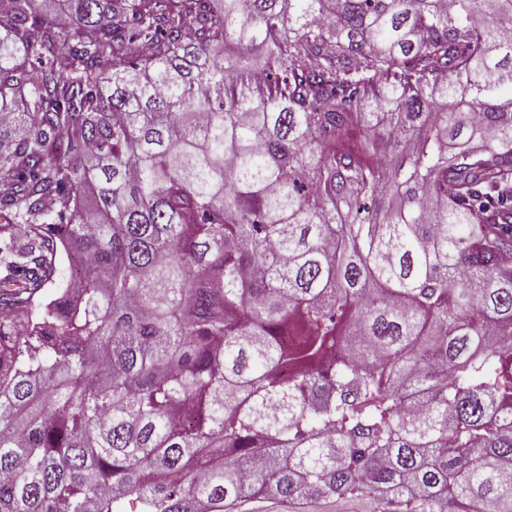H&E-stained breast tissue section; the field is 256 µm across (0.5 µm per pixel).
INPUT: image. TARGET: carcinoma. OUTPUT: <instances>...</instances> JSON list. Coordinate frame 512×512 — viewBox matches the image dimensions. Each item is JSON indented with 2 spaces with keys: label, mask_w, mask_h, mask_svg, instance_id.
Listing matches in <instances>:
<instances>
[{
  "label": "carcinoma",
  "mask_w": 512,
  "mask_h": 512,
  "mask_svg": "<svg viewBox=\"0 0 512 512\" xmlns=\"http://www.w3.org/2000/svg\"><path fill=\"white\" fill-rule=\"evenodd\" d=\"M53 2L0 0V512H512V0Z\"/></svg>",
  "instance_id": "1"
}]
</instances>
